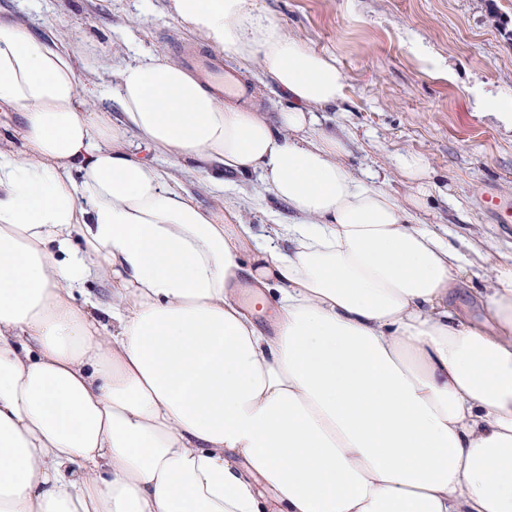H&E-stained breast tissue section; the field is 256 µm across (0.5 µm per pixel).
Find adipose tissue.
Listing matches in <instances>:
<instances>
[{
	"mask_svg": "<svg viewBox=\"0 0 512 512\" xmlns=\"http://www.w3.org/2000/svg\"><path fill=\"white\" fill-rule=\"evenodd\" d=\"M165 10L263 64L276 120L163 54L90 67L0 13V111L22 117L0 136V512H512V256L421 223L422 158L398 157L402 197L353 176L322 119L343 72L256 0ZM228 169L287 220L255 232L178 180L214 193ZM488 263L472 323L448 296Z\"/></svg>",
	"mask_w": 512,
	"mask_h": 512,
	"instance_id": "adipose-tissue-1",
	"label": "adipose tissue"
}]
</instances>
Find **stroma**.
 <instances>
[{"label": "stroma", "mask_w": 512, "mask_h": 512, "mask_svg": "<svg viewBox=\"0 0 512 512\" xmlns=\"http://www.w3.org/2000/svg\"><path fill=\"white\" fill-rule=\"evenodd\" d=\"M137 0H0V10L32 25L67 26L89 55L132 38L135 45L172 60L198 48L164 12ZM273 20L309 48L329 53L346 78V165L354 175L390 169L388 186L401 190L394 159L422 156L448 183L420 217L451 237H478L491 255L512 252V223H497L488 194L512 202V127L499 115L512 106V0H258ZM250 88L248 104L275 113L286 102L261 64L236 69ZM247 205L246 223H266L277 205L255 176L225 172ZM491 268L468 274L450 298L469 321L487 313L477 293Z\"/></svg>", "instance_id": "obj_1"}]
</instances>
